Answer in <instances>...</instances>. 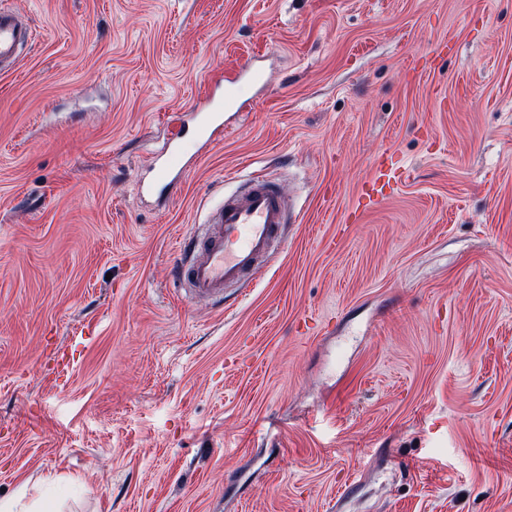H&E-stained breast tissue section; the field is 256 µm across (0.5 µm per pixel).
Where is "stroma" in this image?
<instances>
[{"label": "stroma", "mask_w": 512, "mask_h": 512, "mask_svg": "<svg viewBox=\"0 0 512 512\" xmlns=\"http://www.w3.org/2000/svg\"><path fill=\"white\" fill-rule=\"evenodd\" d=\"M7 3L34 39L0 73V490L512 512V0ZM249 61L230 133L143 196L174 114ZM384 156L401 180L358 207ZM257 170L282 249L190 300L178 241Z\"/></svg>", "instance_id": "obj_1"}]
</instances>
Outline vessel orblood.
I'll return each mask as SVG.
<instances>
[{
    "label": "vessel or blood",
    "mask_w": 512,
    "mask_h": 512,
    "mask_svg": "<svg viewBox=\"0 0 512 512\" xmlns=\"http://www.w3.org/2000/svg\"><path fill=\"white\" fill-rule=\"evenodd\" d=\"M32 38L30 23L13 8H0V72L13 70ZM224 98L225 109L238 103L240 80L227 74L214 81ZM182 126L194 127L198 143L211 144L224 133L223 112H205L193 108L180 113ZM183 134L174 132L151 169L148 191H165L170 176L183 153ZM397 167L380 163L368 183L366 194L375 200L397 183ZM288 199L283 191L265 175H253L247 188L225 196L219 208L213 210L200 233L183 236L179 242L180 257L175 275L181 286L195 300H223L229 289L242 288L254 281L267 268L272 255L281 249L284 226L288 222Z\"/></svg>",
    "instance_id": "b4317fda"
}]
</instances>
